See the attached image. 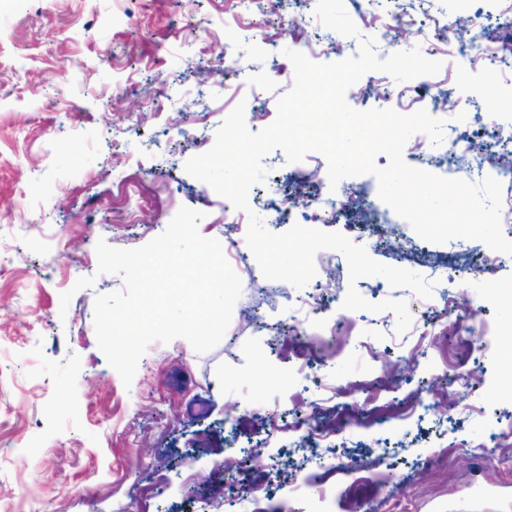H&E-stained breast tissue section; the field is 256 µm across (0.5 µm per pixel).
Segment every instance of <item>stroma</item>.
Instances as JSON below:
<instances>
[{"instance_id": "obj_1", "label": "stroma", "mask_w": 512, "mask_h": 512, "mask_svg": "<svg viewBox=\"0 0 512 512\" xmlns=\"http://www.w3.org/2000/svg\"><path fill=\"white\" fill-rule=\"evenodd\" d=\"M317 0H0V505L12 512H512V450L479 447L492 425L512 417L501 396L512 384V313L496 298L512 281V261L469 274L479 243L421 239L378 195L374 176L320 182L327 208L363 193L378 222L368 232L347 217L323 224L364 246L375 261L438 280L461 269L454 287L471 301L467 333L458 332L439 297L414 299L426 332L413 370L390 378L381 359L397 360L379 314L343 309L347 269L317 270L325 312L336 329L335 374L325 387L305 381L319 369L320 338L288 333L290 308L277 281L242 282L226 339L196 352L182 338L152 342L131 387H124L97 346V296L124 287L98 273V240L140 247L162 233L180 207L204 212L202 236L233 253L246 225L224 223V199L184 170L209 150L238 103L260 111L253 128L276 118L288 91L284 49L314 43V62L355 56L359 39L322 26ZM499 0H369L368 25L379 56L423 45L409 19L438 25L475 9L494 24ZM252 43L253 63L269 77L262 94L227 89L222 49ZM440 72L448 89L469 95L486 123H512V98L490 105L482 94L489 67L448 53ZM194 137L182 139L180 129ZM264 182L248 195L268 217L277 194L303 190V172L326 169L308 153L288 162L282 149L263 160ZM406 241L396 254L387 228ZM94 277L75 290L78 278ZM72 291L68 307L60 295ZM263 323L245 325V311ZM479 367V407L462 391L451 416L401 418L441 376ZM250 414L227 424L226 410ZM318 416L338 429L312 447L296 429ZM239 485L255 486L228 505L214 486L226 453ZM167 485L163 498L147 495Z\"/></svg>"}]
</instances>
